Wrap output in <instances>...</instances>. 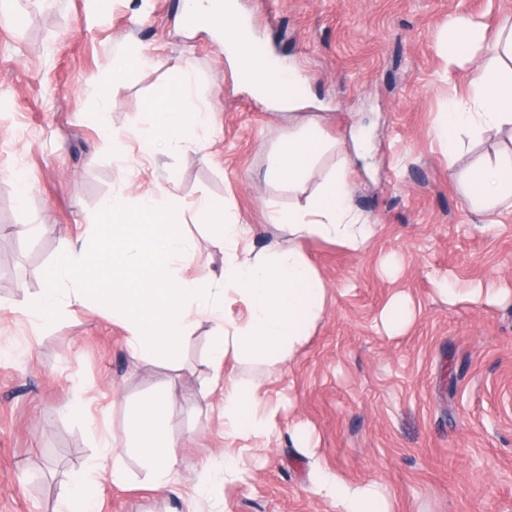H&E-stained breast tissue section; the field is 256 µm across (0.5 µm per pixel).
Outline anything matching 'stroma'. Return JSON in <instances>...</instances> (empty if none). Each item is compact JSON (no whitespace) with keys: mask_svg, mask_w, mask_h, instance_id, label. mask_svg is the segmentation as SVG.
<instances>
[{"mask_svg":"<svg viewBox=\"0 0 512 512\" xmlns=\"http://www.w3.org/2000/svg\"><path fill=\"white\" fill-rule=\"evenodd\" d=\"M236 2L260 51L301 69L314 96L308 113L329 148L302 187L265 176L298 123L238 85L223 38L188 24L180 0H112L107 11L99 0H0V512H77V476L92 483V512H334L311 490L319 465L376 484L390 512H512V208L474 213L456 178L481 159L512 160V140L477 133L451 149L435 134L489 61L512 0ZM463 15L484 23V48L452 66L445 33ZM132 48L140 63L115 73ZM180 66L187 107L213 112L214 125L198 131L199 147L171 143L144 160L148 103ZM344 157L372 238L356 251L303 241L327 287L306 344L276 365L223 367L255 386L257 412L276 410L269 436L225 437L208 321L171 367L134 358L108 305L42 320L25 309L70 242L95 238L113 195L139 196L154 180L158 202L177 201L195 247L180 274L193 278L222 264L193 202L221 198L239 214L240 250L285 248L272 211L305 205ZM469 286L496 301L444 295ZM398 297L412 316L390 332L383 316ZM159 390L181 450L164 487L122 447L129 413ZM108 441L123 450L120 484L99 460ZM226 456L244 479L199 494L198 475Z\"/></svg>","mask_w":512,"mask_h":512,"instance_id":"stroma-1","label":"stroma"}]
</instances>
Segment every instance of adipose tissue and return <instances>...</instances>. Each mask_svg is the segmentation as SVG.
<instances>
[{
    "mask_svg": "<svg viewBox=\"0 0 512 512\" xmlns=\"http://www.w3.org/2000/svg\"><path fill=\"white\" fill-rule=\"evenodd\" d=\"M203 21L222 31L232 47L227 59L244 84L268 78L262 62L250 55L249 29L237 27L232 15L215 9L213 0H200ZM496 56L474 83L464 105L452 108L437 128V137L455 144L468 130L492 131L512 125V27L502 28L495 44ZM187 76L160 88L149 103L156 124L155 138L141 141L143 154L154 155L158 142H177L191 147L195 131L210 122L209 114L187 109ZM322 148L313 125L289 134L275 153L269 175L291 185H303ZM505 166L486 161L462 171L468 201L478 213H486L499 199L512 196V176ZM198 209L210 216L209 234L215 249L223 253L220 271L196 279L178 276L179 264L193 258V243L171 212L159 207L154 197H143L130 207L116 197L103 206L111 230L100 232L96 251L74 244L48 277V284L31 298L28 307L39 315L52 313L61 304L80 305L89 297L88 284L68 286L69 275L88 268L94 256L120 267L122 277L112 290V312L129 329L128 346L133 357L144 362L165 359L176 363L180 346L191 336L195 314L214 325L211 353L215 364L227 356L242 360L282 361L293 357L307 341L310 329L324 310L323 279L297 248L242 253L238 250L242 226L239 216L221 199L200 200ZM274 223L285 226L296 240L320 238L342 247L359 249L372 237L373 225L360 223L354 213L352 191L344 168H337L307 206L275 211ZM239 295L249 316L239 324L229 315L226 299ZM252 392L233 381L224 382V432L261 433L270 428L275 411L258 414ZM168 393L161 392L135 407L125 429V447L135 449L149 466L155 483L168 485L177 475V445L164 432ZM317 494L330 499L338 512H386L375 486H354L330 470H321Z\"/></svg>",
    "mask_w": 512,
    "mask_h": 512,
    "instance_id": "obj_1",
    "label": "adipose tissue"
}]
</instances>
